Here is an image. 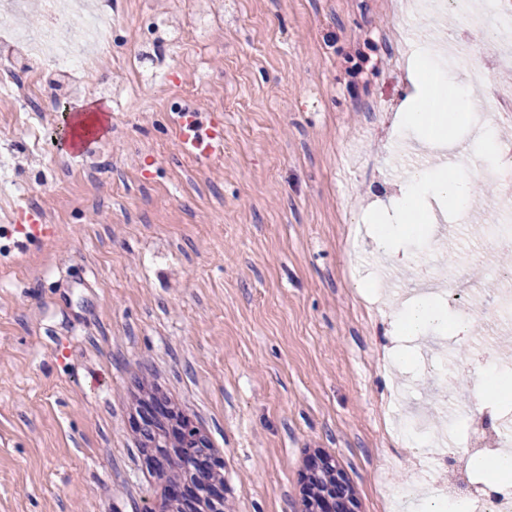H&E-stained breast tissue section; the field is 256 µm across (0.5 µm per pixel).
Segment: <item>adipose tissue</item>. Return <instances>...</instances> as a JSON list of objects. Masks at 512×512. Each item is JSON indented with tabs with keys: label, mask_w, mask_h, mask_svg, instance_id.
Here are the masks:
<instances>
[{
	"label": "adipose tissue",
	"mask_w": 512,
	"mask_h": 512,
	"mask_svg": "<svg viewBox=\"0 0 512 512\" xmlns=\"http://www.w3.org/2000/svg\"><path fill=\"white\" fill-rule=\"evenodd\" d=\"M412 87L410 103L405 109L401 125L415 130L433 144L445 143L448 130L456 126L470 111L473 93L464 82L448 80L442 67L429 56L417 58L408 74ZM434 196L451 206L465 208L471 198L469 187L454 177H431L424 172L413 173L400 188L397 199L399 219L393 224H379L375 237L376 246L383 253H390L395 241L419 236L424 224L431 217L426 208L427 197ZM448 312L437 306L432 296L416 298L398 312L392 321L396 335L418 336L429 328L447 325Z\"/></svg>",
	"instance_id": "obj_1"
}]
</instances>
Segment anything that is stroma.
Returning <instances> with one entry per match:
<instances>
[{"mask_svg":"<svg viewBox=\"0 0 512 512\" xmlns=\"http://www.w3.org/2000/svg\"><path fill=\"white\" fill-rule=\"evenodd\" d=\"M195 2L112 0V63L78 98L48 82L28 111L0 98V512H150L131 427L145 379L219 448L224 512H301L320 456L354 512H411L395 492L440 449L407 423L445 428L442 366L467 383L512 353L464 321L469 294L445 295L464 327L422 336L412 368L387 360L390 322L418 276L500 289L512 265L482 236L500 208L484 189L436 220L426 272L429 236L388 255L382 295L357 286L379 258L361 229L438 159L394 126L414 53L452 35L476 52L456 75L504 143L512 48L488 54L496 15L470 26L453 0H221L202 40ZM188 106L222 121L223 156L180 152L169 119ZM77 115L109 126L81 158ZM37 219L53 235L30 238Z\"/></svg>","mask_w":512,"mask_h":512,"instance_id":"obj_1","label":"stroma"}]
</instances>
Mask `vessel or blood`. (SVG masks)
Returning a JSON list of instances; mask_svg holds the SVG:
<instances>
[{
	"label": "vessel or blood",
	"mask_w": 512,
	"mask_h": 512,
	"mask_svg": "<svg viewBox=\"0 0 512 512\" xmlns=\"http://www.w3.org/2000/svg\"><path fill=\"white\" fill-rule=\"evenodd\" d=\"M172 126L178 147L184 155L205 160L223 155V131L214 117L183 108L175 113Z\"/></svg>",
	"instance_id": "b4317fda"
}]
</instances>
